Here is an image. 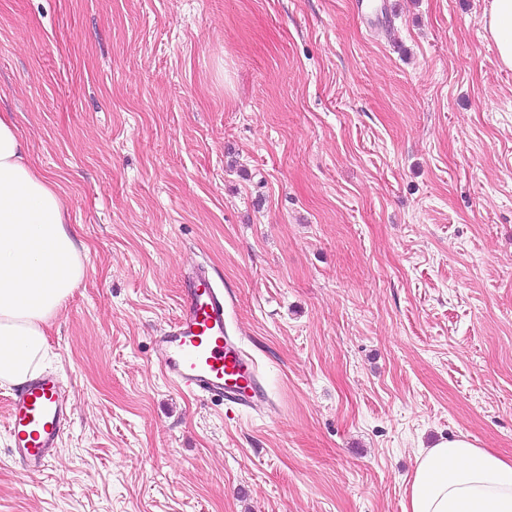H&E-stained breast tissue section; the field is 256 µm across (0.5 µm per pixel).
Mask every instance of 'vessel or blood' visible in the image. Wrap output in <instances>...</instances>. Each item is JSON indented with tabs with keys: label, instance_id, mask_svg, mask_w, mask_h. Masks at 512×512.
<instances>
[{
	"label": "vessel or blood",
	"instance_id": "obj_1",
	"mask_svg": "<svg viewBox=\"0 0 512 512\" xmlns=\"http://www.w3.org/2000/svg\"><path fill=\"white\" fill-rule=\"evenodd\" d=\"M231 299V294L213 287L205 268L193 267L174 321L154 341L152 359L181 392L259 412L268 396L254 360L237 337L225 333ZM68 400L67 388L50 373L38 375L11 397L8 430L13 455L27 476H38L49 465L67 420Z\"/></svg>",
	"mask_w": 512,
	"mask_h": 512
}]
</instances>
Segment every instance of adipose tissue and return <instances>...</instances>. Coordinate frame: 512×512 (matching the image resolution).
<instances>
[{
    "mask_svg": "<svg viewBox=\"0 0 512 512\" xmlns=\"http://www.w3.org/2000/svg\"><path fill=\"white\" fill-rule=\"evenodd\" d=\"M487 29L512 69V0H491ZM59 186L29 161L10 113H0V386L38 375L46 327L85 276ZM403 512H512V457L449 435L416 457Z\"/></svg>",
    "mask_w": 512,
    "mask_h": 512,
    "instance_id": "1",
    "label": "adipose tissue"
}]
</instances>
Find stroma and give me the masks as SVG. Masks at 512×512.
Segmentation results:
<instances>
[{
    "mask_svg": "<svg viewBox=\"0 0 512 512\" xmlns=\"http://www.w3.org/2000/svg\"><path fill=\"white\" fill-rule=\"evenodd\" d=\"M0 0V110L86 274L47 330L72 414L0 512H402L416 456H512V70L490 0ZM270 402L152 360L190 265Z\"/></svg>",
    "mask_w": 512,
    "mask_h": 512,
    "instance_id": "35a3bbf8",
    "label": "stroma"
}]
</instances>
